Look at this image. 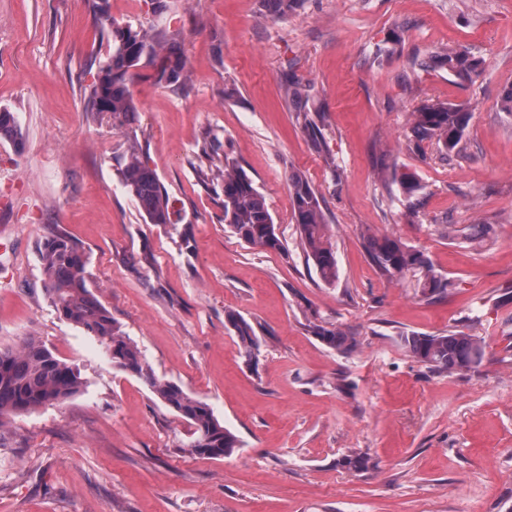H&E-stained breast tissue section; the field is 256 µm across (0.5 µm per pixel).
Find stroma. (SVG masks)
<instances>
[{
	"label": "stroma",
	"mask_w": 512,
	"mask_h": 512,
	"mask_svg": "<svg viewBox=\"0 0 512 512\" xmlns=\"http://www.w3.org/2000/svg\"><path fill=\"white\" fill-rule=\"evenodd\" d=\"M110 0L115 21L179 28L189 80L139 70L132 127L86 111L109 46L91 0H0V348L42 339L76 365L83 391L0 427V512H512V0H299L283 18L262 0ZM400 43H392L391 33ZM445 47L481 58L461 84L417 59ZM320 109L315 149L283 68ZM467 106L466 144L442 159L409 147L427 100ZM138 141L169 198L149 223L120 163ZM219 141L265 199L287 250L249 244L224 222L220 184L197 173ZM414 172L418 217L391 180ZM319 195L339 279L324 283L299 244L288 176ZM485 224V241L443 225ZM64 233L89 285L153 375L207 402L240 442L232 456L187 450L191 429L142 377L113 367L61 318L45 286L44 241ZM422 251L449 283L421 298L412 275H382L369 236ZM258 324L246 366L224 319ZM357 340L332 350L305 313ZM456 328L485 344L481 365L435 374L400 332ZM366 463L339 466L351 452Z\"/></svg>",
	"instance_id": "1"
}]
</instances>
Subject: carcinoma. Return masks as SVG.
<instances>
[{"instance_id":"carcinoma-1","label":"carcinoma","mask_w":512,"mask_h":512,"mask_svg":"<svg viewBox=\"0 0 512 512\" xmlns=\"http://www.w3.org/2000/svg\"><path fill=\"white\" fill-rule=\"evenodd\" d=\"M268 11L286 16L297 0H263ZM95 20L112 53L93 75L86 109L105 115L112 127L127 128L136 106L130 85L133 69L145 65L159 84L181 86L188 79L187 62L179 51L184 33L180 30L150 29L122 25L112 19L109 0H92ZM481 61L467 48H451L421 60L423 68L440 67L461 82L479 74ZM470 112L461 104L429 100L414 112V148L435 143L443 156L458 152L465 138ZM19 138L15 114L0 108V138ZM220 144L212 142L202 150L206 164L200 177L218 181L224 192V223L245 242L266 250L283 252L286 247L277 235L264 198L247 173L235 163L220 159ZM123 186L137 200L151 224L170 223L169 203L157 174L143 161L138 143L130 145L120 169ZM408 204L423 192L411 172L393 173ZM289 191L301 246L321 279L327 284L338 280L335 251L329 240L320 198L299 174L289 176ZM370 258L389 276L411 273L418 277L420 296L429 301L445 296L448 282L423 253L401 240L383 235L369 237ZM45 283L59 315L83 329L99 342L112 366L144 378L156 396L193 428L188 451L196 456L221 458L232 455L239 440L221 424L208 403L186 393L179 385L153 376L135 342L115 324L110 312L89 289L83 252L65 235L49 239L41 249ZM225 321L238 338L241 355L252 365L260 351L261 337L253 323L235 311L225 312ZM311 334L325 346L347 352L355 337L311 321ZM399 344L418 362L434 372L463 373L475 369L484 357L481 339L453 328L438 334L402 333ZM85 385L80 370L59 359L36 336L25 337L15 348H0V418L31 413L56 406L79 394Z\"/></svg>"}]
</instances>
